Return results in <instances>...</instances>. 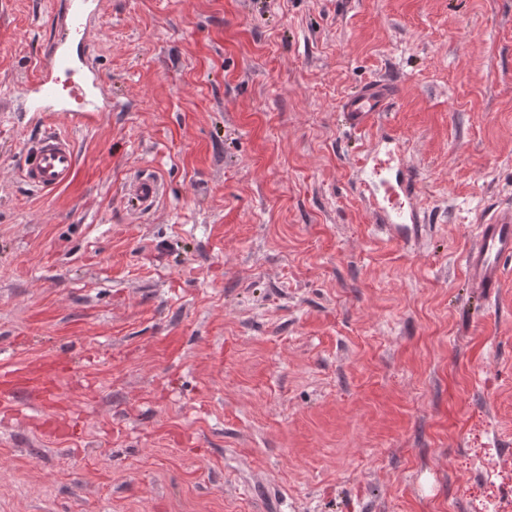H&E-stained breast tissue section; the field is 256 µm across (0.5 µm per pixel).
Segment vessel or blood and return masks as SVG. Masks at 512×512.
Instances as JSON below:
<instances>
[{
  "label": "vessel or blood",
  "mask_w": 512,
  "mask_h": 512,
  "mask_svg": "<svg viewBox=\"0 0 512 512\" xmlns=\"http://www.w3.org/2000/svg\"><path fill=\"white\" fill-rule=\"evenodd\" d=\"M99 0H64L57 18L58 36L38 61L39 77L17 87L12 95L29 112H65L86 117L112 109L100 98L101 75L89 64L88 39L92 16ZM395 97L394 87L378 78L344 96L338 105L348 127L362 129L386 112ZM401 142L381 136L376 147L359 159L357 172L368 194V204L377 223L415 224L419 216L411 201L417 180L412 167L401 164ZM77 164L68 138L48 133L27 150L22 178L33 188L52 192L65 185ZM161 184L153 175L133 179L127 189L129 201L139 211L152 209ZM512 259V203L492 208L477 227L474 243L464 256L466 280L473 293L491 299L500 285L505 261Z\"/></svg>",
  "instance_id": "b4317fda"
}]
</instances>
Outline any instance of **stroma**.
Here are the masks:
<instances>
[{"label":"stroma","mask_w":512,"mask_h":512,"mask_svg":"<svg viewBox=\"0 0 512 512\" xmlns=\"http://www.w3.org/2000/svg\"><path fill=\"white\" fill-rule=\"evenodd\" d=\"M57 0L0 7V93ZM112 109L0 111V512H491L512 497V264L462 257L512 202V0H101ZM388 76L383 127L341 97ZM402 141L429 222L386 229L354 158ZM77 166L43 193L37 137ZM163 187L147 212L130 180ZM76 164L77 157L71 141L48 133L28 148L20 172L31 187L49 193L71 179ZM512 259V203L492 208L464 256L468 288L485 300L499 288L504 262Z\"/></svg>","instance_id":"1"}]
</instances>
